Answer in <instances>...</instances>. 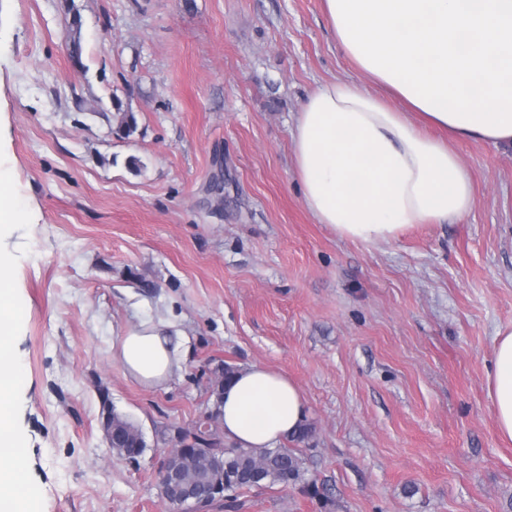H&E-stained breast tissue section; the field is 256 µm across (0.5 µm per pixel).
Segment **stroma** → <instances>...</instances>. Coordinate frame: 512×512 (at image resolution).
Wrapping results in <instances>:
<instances>
[{
	"label": "stroma",
	"mask_w": 512,
	"mask_h": 512,
	"mask_svg": "<svg viewBox=\"0 0 512 512\" xmlns=\"http://www.w3.org/2000/svg\"><path fill=\"white\" fill-rule=\"evenodd\" d=\"M322 0H0V236L20 304L16 512H172L161 429L209 412L217 363L284 372L314 432L304 483L208 512H512V444L485 383L512 325V146L454 148L463 218L390 245L307 211L290 132L316 86L355 76ZM135 119L130 133L123 116ZM173 319L188 355L149 389L112 343ZM142 431L109 448L104 403ZM23 206L12 198L0 196V236L9 231L14 224H20L24 217Z\"/></svg>",
	"instance_id": "obj_1"
}]
</instances>
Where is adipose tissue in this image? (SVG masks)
Here are the masks:
<instances>
[{"mask_svg":"<svg viewBox=\"0 0 512 512\" xmlns=\"http://www.w3.org/2000/svg\"><path fill=\"white\" fill-rule=\"evenodd\" d=\"M322 3L357 76L321 83L297 116L294 172L308 211L340 239L373 245L466 215L472 184L447 140L512 144V0ZM16 326L0 312V512H14L24 488L10 465L22 441L9 419L21 376ZM168 329L143 322L113 341L126 377L146 388L170 380L180 352ZM487 394L501 437L512 441V326L495 337ZM219 412L225 440L243 448L295 439L308 418L297 384L260 364L225 384Z\"/></svg>","mask_w":512,"mask_h":512,"instance_id":"obj_1","label":"adipose tissue"}]
</instances>
